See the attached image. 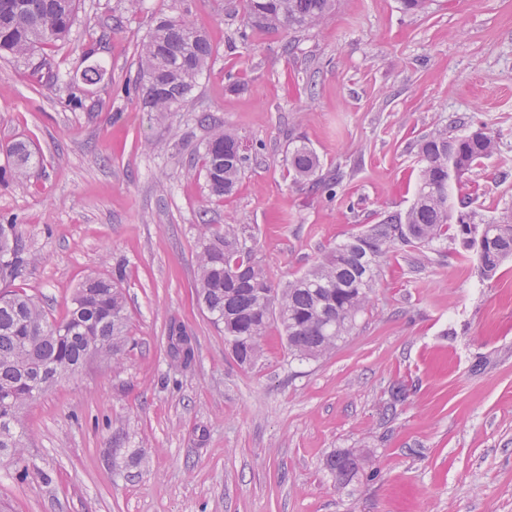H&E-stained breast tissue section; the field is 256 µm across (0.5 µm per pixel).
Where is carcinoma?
<instances>
[{
  "label": "carcinoma",
  "instance_id": "cac0c4a2",
  "mask_svg": "<svg viewBox=\"0 0 512 512\" xmlns=\"http://www.w3.org/2000/svg\"><path fill=\"white\" fill-rule=\"evenodd\" d=\"M79 0H0V57H29L38 49L67 42L78 21ZM335 9V0H245L251 25L275 17L279 28L300 32L318 27ZM213 54L205 30L173 13L157 18L139 55L135 90L151 112H175L191 99ZM36 74L53 83L59 65L48 52ZM238 135L226 128L211 134L204 146L203 171L210 194L222 197L236 186L248 158L235 155ZM13 175L24 179L34 155L23 141L6 146ZM500 154L497 137L474 130L464 135L439 128L418 140L419 183L404 216L385 215L366 231L329 251L311 270L280 285L257 260L253 246L227 220L224 232L204 224L203 236L214 242L198 256V297L241 366L262 354V339L276 324L288 357L318 359L336 349L366 310L380 259L393 245L428 246L456 227L460 255L473 253L481 278L493 276L512 257V211L485 220L478 212L463 217L450 204V188L470 169ZM288 167L299 178L321 167L317 153L302 143L288 154ZM18 225L0 224V277H17L24 267ZM128 344V314L122 290L109 277H90L76 289L66 312L49 317L26 291L0 293V462L23 466L33 479L49 482L46 472L25 458L21 412L49 389L60 372H77L90 357L117 364ZM326 468L340 482L357 474L352 451L329 456Z\"/></svg>",
  "mask_w": 512,
  "mask_h": 512
}]
</instances>
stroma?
<instances>
[{"label": "stroma", "mask_w": 512, "mask_h": 512, "mask_svg": "<svg viewBox=\"0 0 512 512\" xmlns=\"http://www.w3.org/2000/svg\"><path fill=\"white\" fill-rule=\"evenodd\" d=\"M175 4L213 56L190 105L150 112L124 89ZM245 21L243 0H81L58 82L37 81L35 58L0 59V148L24 141L36 159L27 179L0 176V221L20 224L26 258L0 291L59 317L122 266L130 336L121 364L90 360L23 410L26 455L52 481L0 464V512H512V259L484 280L453 239L391 249L351 335L304 363L274 328L240 367L196 295L201 224L234 219L286 282L405 213L412 148L443 125L500 137L453 197L512 208V0H336L317 28H256L243 45ZM217 126L251 158L222 198L199 171ZM300 140L322 186L288 171ZM173 324L193 338L190 367L169 355ZM348 449L367 464L341 483L324 462Z\"/></svg>", "instance_id": "obj_1"}]
</instances>
